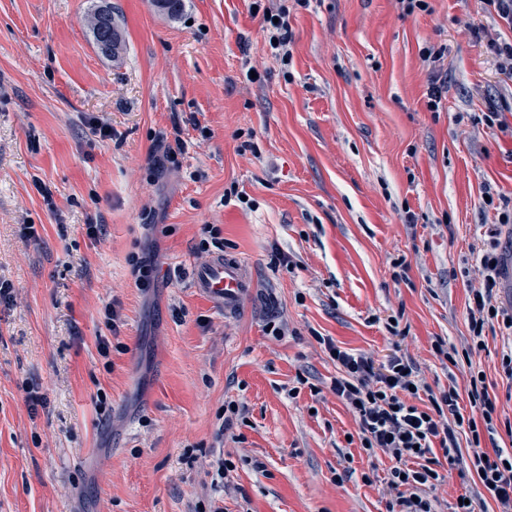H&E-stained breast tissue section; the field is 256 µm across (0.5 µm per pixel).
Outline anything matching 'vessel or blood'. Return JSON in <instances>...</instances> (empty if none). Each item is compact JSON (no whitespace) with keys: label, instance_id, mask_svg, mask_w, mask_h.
<instances>
[{"label":"vessel or blood","instance_id":"1","mask_svg":"<svg viewBox=\"0 0 512 512\" xmlns=\"http://www.w3.org/2000/svg\"><path fill=\"white\" fill-rule=\"evenodd\" d=\"M192 286L213 304L229 311L253 291L254 282L239 260L217 254L195 268Z\"/></svg>","mask_w":512,"mask_h":512}]
</instances>
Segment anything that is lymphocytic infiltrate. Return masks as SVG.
Masks as SVG:
<instances>
[{
  "label": "lymphocytic infiltrate",
  "instance_id": "lymphocytic-infiltrate-1",
  "mask_svg": "<svg viewBox=\"0 0 512 512\" xmlns=\"http://www.w3.org/2000/svg\"><path fill=\"white\" fill-rule=\"evenodd\" d=\"M498 228L489 230L476 256L479 287L469 291V351L485 347L488 330L499 329L507 336L501 356V370L512 380V312L495 300L502 260L500 227L512 224V198H500ZM324 345L339 370L332 390L352 410L359 428V440L368 457L384 453L395 459L390 470L387 512H434L427 489L444 482L437 469L439 459L461 465L477 475L491 495L497 512H512V449L486 451L482 434L497 431L496 396L490 395L483 371H471L469 399L471 413L463 415L456 387L430 394L429 408L414 403L422 388L415 366L403 357H392L384 369H376L365 354L337 347L332 340ZM470 454H462V446ZM442 458H434L435 450Z\"/></svg>",
  "mask_w": 512,
  "mask_h": 512
}]
</instances>
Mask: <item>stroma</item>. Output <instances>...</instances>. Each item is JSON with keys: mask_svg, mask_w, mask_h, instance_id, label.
<instances>
[{"mask_svg": "<svg viewBox=\"0 0 512 512\" xmlns=\"http://www.w3.org/2000/svg\"><path fill=\"white\" fill-rule=\"evenodd\" d=\"M251 3L184 0L174 20L152 0H0V512H386L393 462L362 450L327 338L379 367L411 359L465 413L479 368L512 423L499 332L467 363L435 352L467 348L472 249L498 219L485 196L512 198V134L483 120L494 104L512 124V84L471 34L493 25L482 0L414 15L270 0L288 8L285 63ZM103 5L115 59L89 26ZM428 44L447 55L439 112ZM214 228L256 284L230 314L191 286ZM148 238L143 287L128 259ZM25 378L46 398L34 414ZM220 458L233 469L218 488ZM441 472L436 512L465 492L494 512L470 473ZM92 34L98 50L104 56H118L122 49V36L119 26L112 16L109 6L97 9L90 21Z\"/></svg>", "mask_w": 512, "mask_h": 512, "instance_id": "35a3bbf8", "label": "stroma"}]
</instances>
